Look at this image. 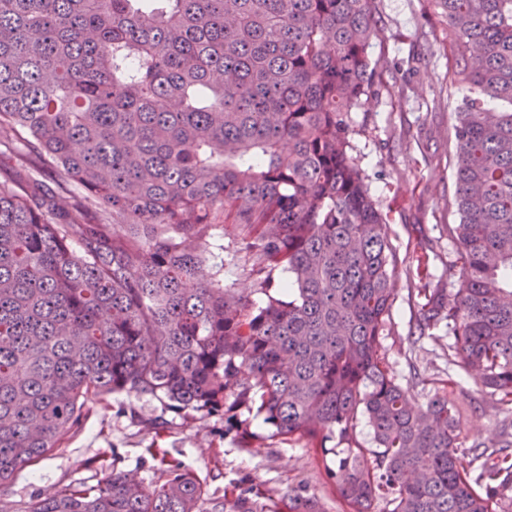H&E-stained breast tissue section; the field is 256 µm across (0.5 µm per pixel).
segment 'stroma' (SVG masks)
<instances>
[{"label": "stroma", "mask_w": 512, "mask_h": 512, "mask_svg": "<svg viewBox=\"0 0 512 512\" xmlns=\"http://www.w3.org/2000/svg\"><path fill=\"white\" fill-rule=\"evenodd\" d=\"M377 2L382 33L372 56L383 68L364 108L350 115L349 139L373 199L389 217L387 233L397 257L390 331L380 353L396 381L422 400L428 389L415 385V377L445 376L453 340L440 328L419 335L413 274L424 259L444 288L458 287L448 273L458 258V245L448 236L449 225L458 221L452 204L455 155L448 136L469 90L448 77V22L432 0ZM291 280L288 272L274 271L265 293L243 265L224 269L226 287L248 294L259 306ZM456 380L448 401L459 411L463 446L500 443L512 425L470 377L460 373ZM249 420L261 440L244 448L235 434L225 432L222 419L190 410L177 413L152 396L115 393L92 405L82 430L68 435L52 456L1 488L0 498L27 502L76 482L94 484L113 467L136 472L148 485L163 483L164 467L147 453L154 444L196 474L208 499H222L225 484L240 480L282 495L304 489L323 512H346L314 449L301 440L273 436L260 416Z\"/></svg>", "instance_id": "stroma-1"}]
</instances>
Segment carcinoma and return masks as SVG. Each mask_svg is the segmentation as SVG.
Wrapping results in <instances>:
<instances>
[{
    "instance_id": "carcinoma-1",
    "label": "carcinoma",
    "mask_w": 512,
    "mask_h": 512,
    "mask_svg": "<svg viewBox=\"0 0 512 512\" xmlns=\"http://www.w3.org/2000/svg\"><path fill=\"white\" fill-rule=\"evenodd\" d=\"M435 4L471 96L453 126L458 288L419 264L417 329L445 324L449 364L509 412L512 0ZM376 14L375 0H0V155L38 161L0 180V489L124 391L222 416L245 448L240 415L256 411L316 449L348 512H506L512 442L462 447L453 374L420 403L380 354L397 257L349 140ZM221 224L260 290L292 274L288 299L257 306L201 275ZM147 452L160 485L114 468L0 512H322L243 483L206 508L191 470Z\"/></svg>"
}]
</instances>
